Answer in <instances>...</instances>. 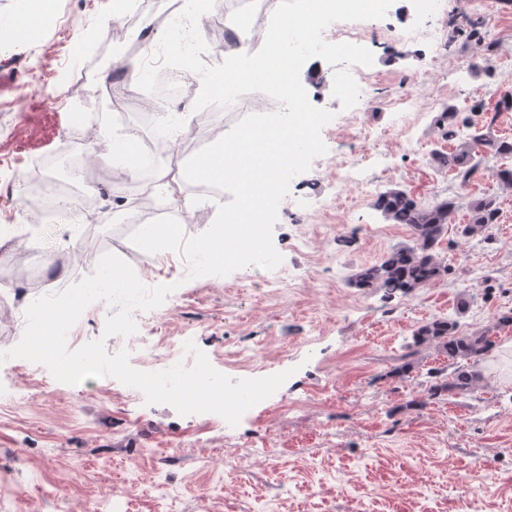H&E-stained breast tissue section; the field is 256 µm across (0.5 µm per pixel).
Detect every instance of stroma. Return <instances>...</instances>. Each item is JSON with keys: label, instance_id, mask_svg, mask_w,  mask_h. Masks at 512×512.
I'll return each mask as SVG.
<instances>
[{"label": "stroma", "instance_id": "obj_1", "mask_svg": "<svg viewBox=\"0 0 512 512\" xmlns=\"http://www.w3.org/2000/svg\"><path fill=\"white\" fill-rule=\"evenodd\" d=\"M62 0L70 20L67 36L39 35L0 41V351L23 336L25 310L36 298L64 290L92 274L111 252L135 270L145 285H173L162 320L151 324L155 358L170 357V344L194 341L211 365L232 379L288 372L286 382L261 401L240 424L242 468H216L211 458L224 446V427L170 405L132 397L124 383L105 376L70 385L49 370L0 364V383L15 384L25 400L0 403V482L15 495L0 501V512H55L54 494L70 496L71 512L120 492L126 512H512V326L497 327L512 309V188L496 171L501 160L485 162L467 186L434 165L433 150L452 149L436 116L447 106L468 113L474 102L491 112L512 90V6L504 0H448L441 26L468 15L485 35L481 41L448 40L439 45L406 39L422 22L421 0H394L386 16L358 24V45L371 50L365 67L369 94L357 111L342 109L328 88L335 69L326 62L303 65L300 79L310 102L334 118L322 130L325 155L294 177L290 192L317 196L323 209L295 211L280 203L272 241L282 256L272 269L250 265L225 276L187 279L180 253H148L133 245L134 227L113 216L131 208L143 188L139 179L115 168L103 137L90 136L100 154L103 176L88 190L100 198V223L73 213L61 221L16 230L17 186L38 162L65 161L75 126L111 124V113H77L73 102L86 91L90 65L136 49L119 39L127 19L113 16L111 0ZM88 41L81 59L68 46ZM487 76L474 78L473 65ZM51 86L64 110L44 103L40 88ZM415 95L421 104L408 126L393 128L395 101ZM236 117L221 109L204 113L191 139L160 147L158 158L182 166L196 145L213 143L215 129L230 130ZM385 130L383 141L360 137L359 128ZM381 151L389 164L366 169L374 192L341 191L344 162ZM401 186L430 203L455 197L457 208L440 254L445 280L411 297L351 287L353 268L372 264L394 246L410 241L402 224L386 221L375 207L378 193ZM480 196L499 208L489 240L461 250L458 225L467 223L468 204ZM229 193L208 197L181 182L171 214L185 237L206 231L218 203ZM305 236L309 246L297 249ZM491 277L492 293L473 270ZM472 283L475 302L460 320L461 331L490 330L495 348L481 362V382L466 397L431 401L420 409L406 403L419 395L425 373L447 358L423 351L409 376L392 368L416 326L454 311L458 287ZM498 417H487L485 402ZM269 442L270 461L250 458V445ZM212 490L203 504L200 494Z\"/></svg>", "mask_w": 512, "mask_h": 512}]
</instances>
